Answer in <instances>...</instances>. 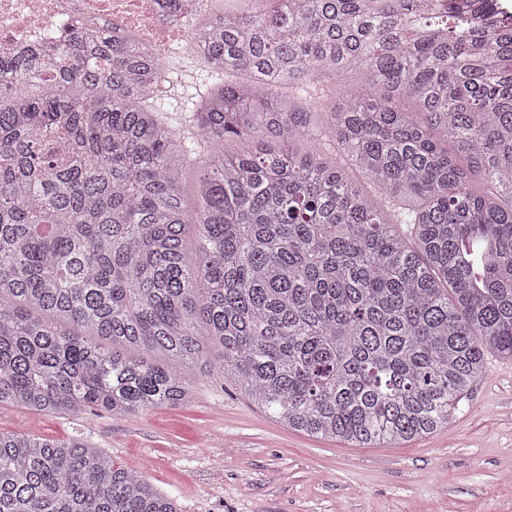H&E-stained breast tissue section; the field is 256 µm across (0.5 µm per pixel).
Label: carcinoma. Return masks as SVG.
<instances>
[{
    "instance_id": "carcinoma-1",
    "label": "carcinoma",
    "mask_w": 512,
    "mask_h": 512,
    "mask_svg": "<svg viewBox=\"0 0 512 512\" xmlns=\"http://www.w3.org/2000/svg\"><path fill=\"white\" fill-rule=\"evenodd\" d=\"M192 44L214 87L191 204L162 50L103 30L0 47V404L131 417L190 402L194 367L312 436L448 424L485 353L512 357V13L274 0ZM325 131L379 197L323 161ZM0 512L180 510L81 441L0 432Z\"/></svg>"
}]
</instances>
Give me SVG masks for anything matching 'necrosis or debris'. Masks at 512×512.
<instances>
[{
	"label": "necrosis or debris",
	"mask_w": 512,
	"mask_h": 512,
	"mask_svg": "<svg viewBox=\"0 0 512 512\" xmlns=\"http://www.w3.org/2000/svg\"><path fill=\"white\" fill-rule=\"evenodd\" d=\"M162 0H0V46L24 50L50 45L65 50L70 31L103 25L130 33L161 49L182 42L189 20L165 22Z\"/></svg>",
	"instance_id": "1"
}]
</instances>
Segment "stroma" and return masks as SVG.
<instances>
[{
    "instance_id": "1",
    "label": "stroma",
    "mask_w": 512,
    "mask_h": 512,
    "mask_svg": "<svg viewBox=\"0 0 512 512\" xmlns=\"http://www.w3.org/2000/svg\"><path fill=\"white\" fill-rule=\"evenodd\" d=\"M161 93L172 127L207 80L190 42L169 58ZM485 373L448 426L402 444L361 447L294 432L233 379L188 371L186 405L132 418L52 414L5 404L0 432L77 438L174 497L182 512H512V358Z\"/></svg>"
}]
</instances>
